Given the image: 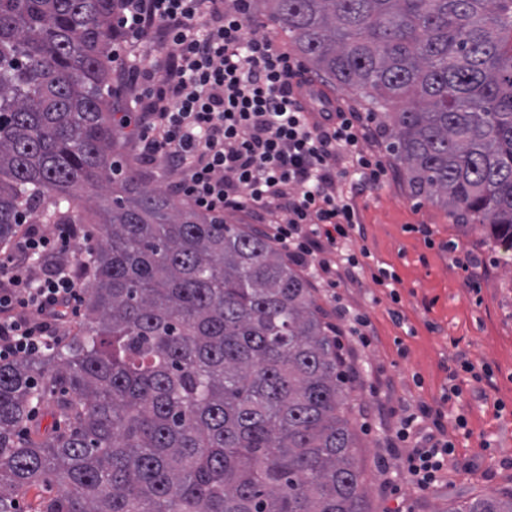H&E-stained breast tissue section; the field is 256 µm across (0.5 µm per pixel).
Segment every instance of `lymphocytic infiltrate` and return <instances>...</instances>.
<instances>
[{
  "label": "lymphocytic infiltrate",
  "mask_w": 512,
  "mask_h": 512,
  "mask_svg": "<svg viewBox=\"0 0 512 512\" xmlns=\"http://www.w3.org/2000/svg\"><path fill=\"white\" fill-rule=\"evenodd\" d=\"M250 0H120L112 59L133 96L120 114L143 163L164 161L179 178L176 196L215 217L241 212L269 227L280 253L327 287L353 281L360 262L347 246L361 236L357 196L384 186L387 167L369 152L374 131L362 113L307 117L293 93L302 61L263 33ZM156 38L160 53L142 65L136 44ZM345 185L337 195V185ZM77 224L53 235L27 228L0 258V359L60 343L83 299L78 275L48 266ZM455 445L445 430L410 455L407 482H439Z\"/></svg>",
  "instance_id": "lymphocytic-infiltrate-1"
}]
</instances>
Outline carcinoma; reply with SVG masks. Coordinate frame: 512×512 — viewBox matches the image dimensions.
Listing matches in <instances>:
<instances>
[{
  "instance_id": "carcinoma-1",
  "label": "carcinoma",
  "mask_w": 512,
  "mask_h": 512,
  "mask_svg": "<svg viewBox=\"0 0 512 512\" xmlns=\"http://www.w3.org/2000/svg\"><path fill=\"white\" fill-rule=\"evenodd\" d=\"M118 0H0V245L89 224L79 331L0 360V512H368L332 326L267 236L122 155ZM389 119L413 195L512 249V0H253ZM54 424L26 432L32 403ZM57 492H52V488ZM448 512H512V494Z\"/></svg>"
}]
</instances>
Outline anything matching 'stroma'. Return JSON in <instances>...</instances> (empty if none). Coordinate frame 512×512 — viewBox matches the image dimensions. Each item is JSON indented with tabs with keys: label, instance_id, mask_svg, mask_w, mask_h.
Returning a JSON list of instances; mask_svg holds the SVG:
<instances>
[{
	"label": "stroma",
	"instance_id": "stroma-1",
	"mask_svg": "<svg viewBox=\"0 0 512 512\" xmlns=\"http://www.w3.org/2000/svg\"><path fill=\"white\" fill-rule=\"evenodd\" d=\"M390 169L382 189L357 200L369 255L356 281L337 290L319 283L314 295L327 322L342 307L368 322V343L347 335L338 347L350 370L356 462L370 512H447L488 491L512 492V250L456 223L441 205L412 198L399 164ZM458 251L477 256L480 267L464 272L453 260ZM381 267L397 276L394 288L373 281ZM459 361L486 366L492 381L460 373L462 393L448 402V368ZM422 405L441 409L456 444L431 491L397 479L432 429L427 421L408 441L396 435Z\"/></svg>",
	"mask_w": 512,
	"mask_h": 512
}]
</instances>
